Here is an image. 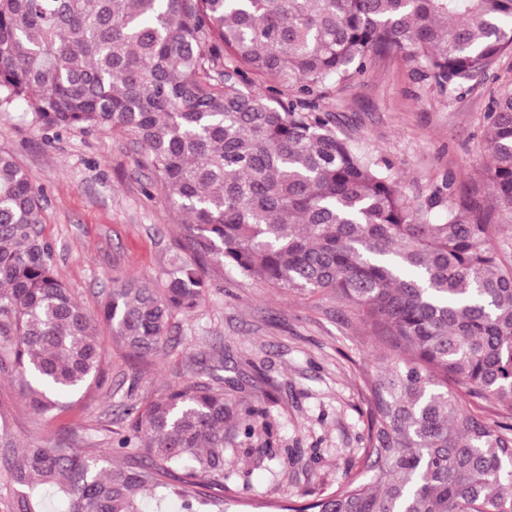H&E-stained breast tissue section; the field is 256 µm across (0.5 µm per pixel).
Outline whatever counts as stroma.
<instances>
[{"mask_svg": "<svg viewBox=\"0 0 512 512\" xmlns=\"http://www.w3.org/2000/svg\"><path fill=\"white\" fill-rule=\"evenodd\" d=\"M512 94V52L485 73L439 88L420 62L377 59L365 74L322 99L362 153L389 160L412 199L426 200L446 176L457 193L482 184L483 138L492 99ZM0 150L13 155L43 195V234L75 300L99 315L112 280L152 283L185 254L184 217L137 165L131 138L109 129L52 133L23 105L0 110ZM208 290L189 319H176L168 355L136 366L106 342L108 384L66 395V408L39 417L0 373L17 447L69 442L108 452L121 431L119 404L130 379L149 402L180 373L223 386L260 412L226 481L247 497L280 499L326 489L355 470L367 429L365 369L378 355L368 326L330 294L285 293L244 281L219 264L204 268Z\"/></svg>", "mask_w": 512, "mask_h": 512, "instance_id": "1", "label": "stroma"}]
</instances>
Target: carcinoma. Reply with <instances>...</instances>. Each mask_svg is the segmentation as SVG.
Masks as SVG:
<instances>
[{
	"label": "carcinoma",
	"instance_id": "cac0c4a2",
	"mask_svg": "<svg viewBox=\"0 0 512 512\" xmlns=\"http://www.w3.org/2000/svg\"><path fill=\"white\" fill-rule=\"evenodd\" d=\"M512 50V0H0V108L47 130L134 137L151 188L186 216L190 255L156 284L112 279L102 322L139 364L207 290V262L290 293H328L376 333L367 436L353 473L265 512H512V263L479 190L440 221L320 108L378 57L417 59L442 87ZM235 62L224 65V59ZM295 98L282 100L283 89ZM487 180L512 213V95L493 100ZM40 191L0 151V372L33 412L104 388L103 336L56 274ZM126 466L64 443L15 454L0 401V473L16 512H228L224 470L256 409L182 379L122 404Z\"/></svg>",
	"mask_w": 512,
	"mask_h": 512
}]
</instances>
